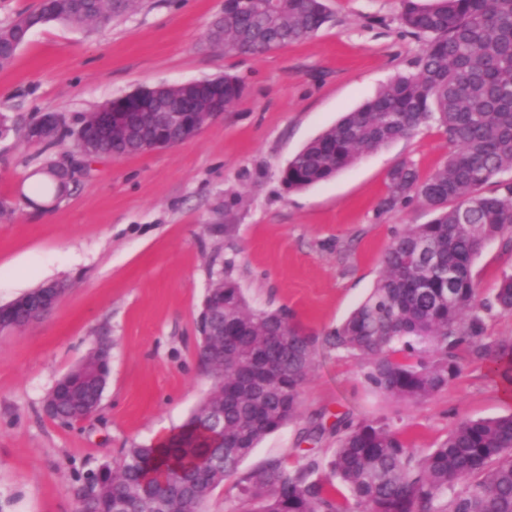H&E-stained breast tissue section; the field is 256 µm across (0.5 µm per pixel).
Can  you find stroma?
<instances>
[{
    "label": "stroma",
    "mask_w": 512,
    "mask_h": 512,
    "mask_svg": "<svg viewBox=\"0 0 512 512\" xmlns=\"http://www.w3.org/2000/svg\"><path fill=\"white\" fill-rule=\"evenodd\" d=\"M325 4L329 20L317 33L253 55L207 41L224 0H138L106 24L37 28L0 68V112L21 121L41 112L74 119L160 83L231 73L243 86L190 140L101 158L59 200L38 195L34 175L45 159L74 158L73 141L45 155L15 138L0 143V201L13 208L0 220V304L45 282L65 286L48 316L0 333V512H74L73 490L87 474L188 418L210 387L196 320L225 264L252 307L287 309L320 335L368 295L393 237L432 219L418 202L383 205L394 165L413 162L426 177L446 159L448 140L432 124L328 181L294 192L281 182L305 144L413 70L425 46L401 25L399 0ZM475 272L491 303L512 274V248L488 242ZM102 338L111 371L99 410L69 426L49 419L48 392ZM510 413L512 398L480 364L464 363L447 388L409 407L367 388L359 358L321 345L299 420L267 436L240 469L330 454L340 422L387 419L409 447L426 450L459 419Z\"/></svg>",
    "instance_id": "obj_1"
}]
</instances>
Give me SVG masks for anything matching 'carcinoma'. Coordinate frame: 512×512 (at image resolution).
<instances>
[{
    "mask_svg": "<svg viewBox=\"0 0 512 512\" xmlns=\"http://www.w3.org/2000/svg\"><path fill=\"white\" fill-rule=\"evenodd\" d=\"M402 25L425 39L416 71L401 74L375 98L344 115L305 145L282 171L287 191L324 182L363 155L411 136L431 122L451 151L422 178L402 161L388 173L384 207L417 201L436 213L396 235L368 297L322 337L293 323L286 310L255 309L231 277V263L207 290L198 334L224 327V354L198 342V357L218 376L172 437L133 444L113 466L90 473L78 489L76 512H203L210 494L233 480L237 512H512V414L460 419L437 447L411 448L388 423L349 422L325 457L290 465L270 458L244 474L240 464L270 434L300 418L317 341L364 361L373 392L412 407L448 386L461 371L460 354L484 363L512 389V337L485 335V302L474 265L487 242L512 245V179L484 187L512 170V0H438L422 7L400 0ZM130 0H40L0 25V67L9 65L30 32L51 22L75 27L107 22ZM327 20L324 0H224V50L265 53L315 34ZM212 83L167 91L168 106L185 97L199 111H216ZM237 77L224 74V108L241 96ZM0 113L4 136L49 150L75 140L76 124L57 119L52 140ZM99 152L130 155L122 135L99 138ZM48 161L40 191L60 196L72 177ZM17 329L38 310L39 290L24 294ZM495 306L512 313V275L503 277ZM109 377V357L97 351L60 379L45 399L63 423L97 410ZM224 429V444L206 432ZM348 495L338 497L336 485Z\"/></svg>",
    "mask_w": 512,
    "mask_h": 512,
    "instance_id": "cac0c4a2",
    "label": "carcinoma"
}]
</instances>
